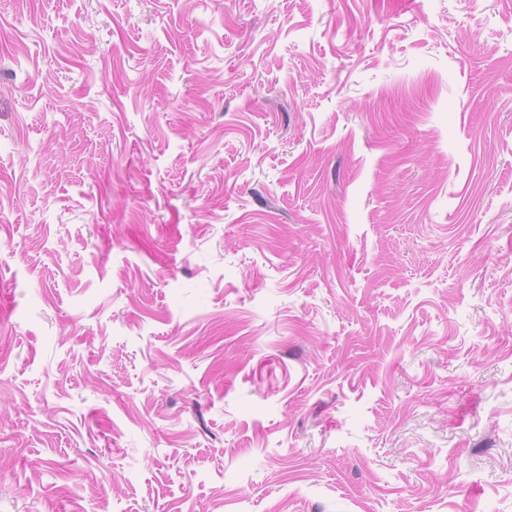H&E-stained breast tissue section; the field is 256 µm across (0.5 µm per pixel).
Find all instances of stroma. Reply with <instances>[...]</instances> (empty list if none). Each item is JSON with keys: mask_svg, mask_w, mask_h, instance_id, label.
<instances>
[{"mask_svg": "<svg viewBox=\"0 0 512 512\" xmlns=\"http://www.w3.org/2000/svg\"><path fill=\"white\" fill-rule=\"evenodd\" d=\"M512 0H0V512H512Z\"/></svg>", "mask_w": 512, "mask_h": 512, "instance_id": "35a3bbf8", "label": "stroma"}]
</instances>
